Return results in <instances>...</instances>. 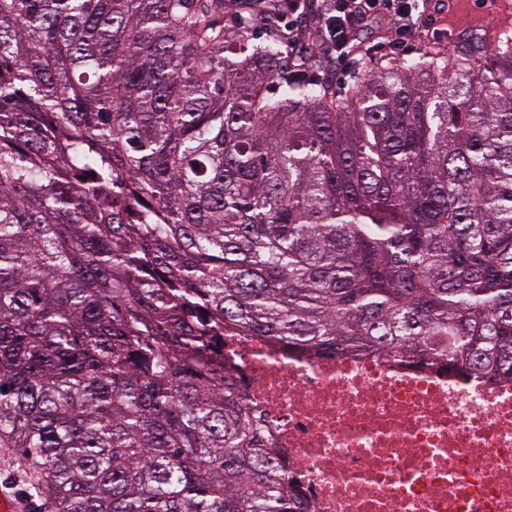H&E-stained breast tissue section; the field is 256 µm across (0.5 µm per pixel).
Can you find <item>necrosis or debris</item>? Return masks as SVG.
Wrapping results in <instances>:
<instances>
[{"instance_id":"4bbe7bcc","label":"necrosis or debris","mask_w":512,"mask_h":512,"mask_svg":"<svg viewBox=\"0 0 512 512\" xmlns=\"http://www.w3.org/2000/svg\"><path fill=\"white\" fill-rule=\"evenodd\" d=\"M216 355L305 512H512V379L232 329Z\"/></svg>"}]
</instances>
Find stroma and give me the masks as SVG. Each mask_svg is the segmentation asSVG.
Returning a JSON list of instances; mask_svg holds the SVG:
<instances>
[{
  "mask_svg": "<svg viewBox=\"0 0 512 512\" xmlns=\"http://www.w3.org/2000/svg\"><path fill=\"white\" fill-rule=\"evenodd\" d=\"M426 11L429 21L415 34L404 38L398 37L393 26L376 24L362 42L363 53L345 62L338 61L322 47L316 56H309L308 40L299 41V53L308 56L309 61L298 70V81L328 82L343 91L355 82L362 68L425 52L443 57L465 52L479 64L491 68L503 43L512 39V0H428ZM389 42L397 45L393 56L377 53L372 58L367 56V48L377 49ZM1 485L12 487L15 496L23 497L24 512H50L48 501L34 494L11 448H0Z\"/></svg>",
  "mask_w": 512,
  "mask_h": 512,
  "instance_id": "obj_1",
  "label": "stroma"
}]
</instances>
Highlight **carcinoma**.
I'll return each mask as SVG.
<instances>
[{
    "instance_id": "1",
    "label": "carcinoma",
    "mask_w": 512,
    "mask_h": 512,
    "mask_svg": "<svg viewBox=\"0 0 512 512\" xmlns=\"http://www.w3.org/2000/svg\"><path fill=\"white\" fill-rule=\"evenodd\" d=\"M223 14L0 0V448L53 512H301L226 328L512 377V43L338 94Z\"/></svg>"
}]
</instances>
